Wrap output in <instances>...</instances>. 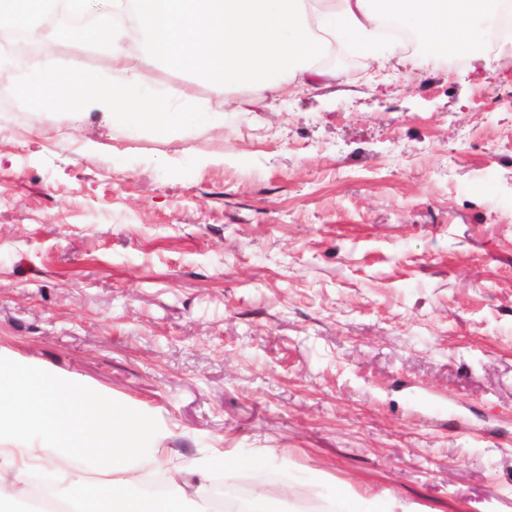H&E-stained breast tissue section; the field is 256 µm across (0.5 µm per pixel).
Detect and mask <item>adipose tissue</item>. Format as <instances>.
<instances>
[{"label":"adipose tissue","instance_id":"obj_1","mask_svg":"<svg viewBox=\"0 0 512 512\" xmlns=\"http://www.w3.org/2000/svg\"><path fill=\"white\" fill-rule=\"evenodd\" d=\"M136 31L117 13L96 17L90 29L112 52V78L73 63L60 77L35 76L17 91L39 112L80 124L86 108L118 127L141 126L168 138L187 127H210L211 112H183L175 93L143 92L140 67L164 61L193 69L219 95L229 89H278L279 77L308 78L327 39L377 58L383 17L376 0H132ZM436 43L470 45L488 0H386ZM165 438L150 415L114 400L105 389L0 358V512L23 495L31 474L52 471L59 497L76 512H211L204 495L215 468H246L209 449L194 473L165 466L156 451ZM166 467L171 490L148 499L138 492L147 467Z\"/></svg>","mask_w":512,"mask_h":512}]
</instances>
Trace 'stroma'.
<instances>
[{
  "mask_svg": "<svg viewBox=\"0 0 512 512\" xmlns=\"http://www.w3.org/2000/svg\"><path fill=\"white\" fill-rule=\"evenodd\" d=\"M216 95L218 130L71 126L0 91V356L251 456L270 512H512V43ZM101 77L84 38L32 62ZM256 100L253 111L232 99Z\"/></svg>",
  "mask_w": 512,
  "mask_h": 512,
  "instance_id": "35a3bbf8",
  "label": "stroma"
}]
</instances>
